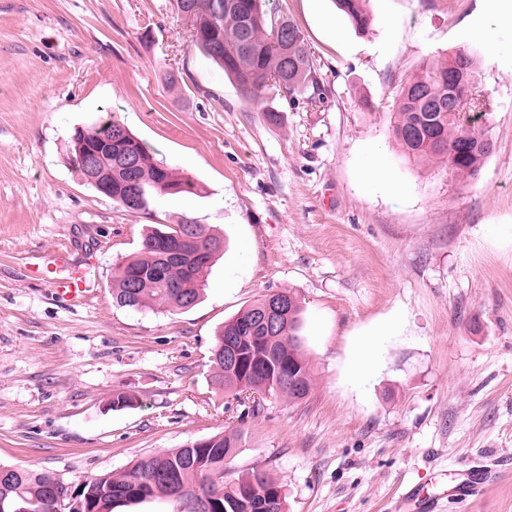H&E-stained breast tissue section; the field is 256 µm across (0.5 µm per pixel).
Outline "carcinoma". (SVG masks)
Returning <instances> with one entry per match:
<instances>
[{"mask_svg":"<svg viewBox=\"0 0 512 512\" xmlns=\"http://www.w3.org/2000/svg\"><path fill=\"white\" fill-rule=\"evenodd\" d=\"M213 0H192L190 36L195 46L224 69L240 93L259 103L271 84L293 95L315 81L312 58L300 29L291 21L276 19L263 9L265 0H224V14L211 10ZM350 23L360 31L372 27L373 17L367 0H334ZM475 53L459 49L446 60L430 61L422 72L406 79L396 91L395 112L389 131L404 155L435 162L459 181L479 175L483 161L492 154L495 142L487 130V112L463 118V111H448L453 95L466 99L470 110L480 108L475 94ZM102 145L99 172H112V202L125 207L126 182L135 181L143 189L137 213L150 210L155 196L194 194L196 182L157 159L151 148L124 124L101 118L90 126L74 129L71 137V162L86 175L85 149ZM134 154L136 166L129 172L111 168L109 149ZM194 220L182 217L175 224L151 228L139 253L117 264L112 274V299L133 310L187 309L197 304L208 284L213 259L224 249V240L197 225L201 258L188 255L163 262L157 241L165 234L174 239L183 226ZM139 287H132L135 277ZM278 316L275 327L267 331L260 317L267 305L265 294L236 317L224 322L211 351V384L240 401L251 403L248 412L255 416L263 401L282 396L304 398L313 376L308 358L299 341L301 308L293 295ZM238 338L245 366L238 370L224 361V343ZM242 430L226 428L212 437L211 447L199 448L189 441L180 448L166 450L137 460L129 469L106 473L78 482L82 493L96 498L91 512H111L112 505L141 503L158 498L182 502L206 501L210 512H284L282 486L273 476L253 469L229 481L224 480V465L239 451ZM47 473L21 466L0 465V512H20L45 493Z\"/></svg>","mask_w":512,"mask_h":512,"instance_id":"carcinoma-1","label":"carcinoma"}]
</instances>
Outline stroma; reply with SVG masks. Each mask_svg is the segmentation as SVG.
Instances as JSON below:
<instances>
[{"label": "stroma", "instance_id": "stroma-1", "mask_svg": "<svg viewBox=\"0 0 512 512\" xmlns=\"http://www.w3.org/2000/svg\"><path fill=\"white\" fill-rule=\"evenodd\" d=\"M482 2L369 0L359 32L333 0H266L303 32L318 85L257 105L174 0H0V465L71 483L238 424L227 477L267 470L285 512H390L404 487L438 493L440 472L490 458L484 493L437 512H512V247L487 237L512 225V57L472 38ZM459 48L478 52L495 141L471 182L406 158L388 131L395 87ZM104 112L197 194L131 214L87 185L70 138ZM370 164L387 185L364 180ZM184 216L225 242L202 301L113 303V269L146 225ZM34 257L84 270L91 296L29 276ZM279 290L301 306L313 386L246 418L212 386L211 350L225 320ZM397 316L356 380L360 336ZM118 392L132 407L113 409Z\"/></svg>", "mask_w": 512, "mask_h": 512}]
</instances>
